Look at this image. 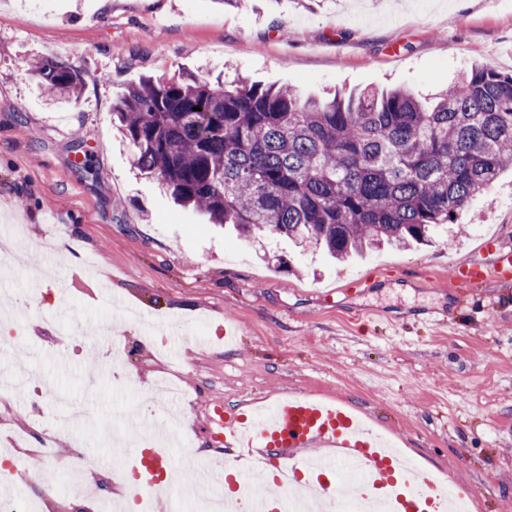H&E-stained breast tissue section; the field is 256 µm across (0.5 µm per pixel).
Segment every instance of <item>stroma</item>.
<instances>
[{
	"mask_svg": "<svg viewBox=\"0 0 512 512\" xmlns=\"http://www.w3.org/2000/svg\"><path fill=\"white\" fill-rule=\"evenodd\" d=\"M38 57L79 69L80 97L46 100L26 71ZM473 65L512 74V0H0V224L23 227L21 240L0 236V253H16L10 287L30 299L0 366L57 395L0 400V437L62 433L58 403L71 400L87 404L81 431L103 459L109 429L135 413L207 448L213 405L249 413L301 393L343 403L422 473H446L472 492L470 512H512V284L448 285L449 262L493 238L512 246V170L432 246L332 264L175 206L112 124L147 74L241 76L306 98L424 96ZM52 281L65 285L61 323ZM116 303L131 314L114 334L125 356L90 395L85 341L69 331L111 321ZM20 455L19 495L74 499L67 480L46 488L33 446Z\"/></svg>",
	"mask_w": 512,
	"mask_h": 512,
	"instance_id": "obj_1",
	"label": "stroma"
}]
</instances>
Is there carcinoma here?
Here are the masks:
<instances>
[{
	"instance_id": "obj_1",
	"label": "carcinoma",
	"mask_w": 512,
	"mask_h": 512,
	"mask_svg": "<svg viewBox=\"0 0 512 512\" xmlns=\"http://www.w3.org/2000/svg\"><path fill=\"white\" fill-rule=\"evenodd\" d=\"M27 71L50 97L80 95L68 64ZM112 112L138 168L178 202L243 237H285L338 261L428 243L512 169V74L485 66L428 106L401 89L317 102L186 73L128 85Z\"/></svg>"
}]
</instances>
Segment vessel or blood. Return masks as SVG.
<instances>
[{"label": "vessel or blood", "instance_id": "vessel-or-blood-1", "mask_svg": "<svg viewBox=\"0 0 512 512\" xmlns=\"http://www.w3.org/2000/svg\"><path fill=\"white\" fill-rule=\"evenodd\" d=\"M487 279L512 280V249L500 248L493 240L485 242L479 254L448 269L453 284ZM207 430L232 451L224 460L225 471L235 475L227 502L246 500L250 512H282L284 493L275 483L284 468L297 480L309 481L319 496H342L338 475L349 459L358 461L360 476L377 490L389 512L442 510L440 499L425 493L421 474L397 466L390 449L369 439L355 414L336 405L283 397L248 422L217 408L207 416ZM125 455L139 473L146 497L178 490L185 482L184 471L169 455L142 448L126 449Z\"/></svg>", "mask_w": 512, "mask_h": 512}]
</instances>
